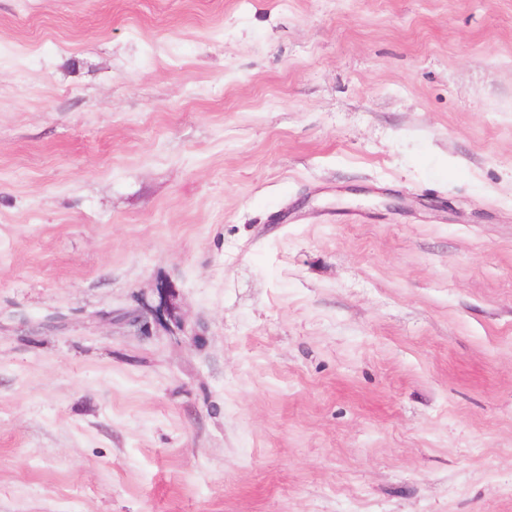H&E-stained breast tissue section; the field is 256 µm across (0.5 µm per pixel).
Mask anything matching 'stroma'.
<instances>
[{
    "mask_svg": "<svg viewBox=\"0 0 512 512\" xmlns=\"http://www.w3.org/2000/svg\"><path fill=\"white\" fill-rule=\"evenodd\" d=\"M0 512H512V0H0ZM158 301L156 304L144 303L139 310H136L137 320L134 324H141L144 320V313L151 315L153 323L165 329L169 322H173V315L178 314L174 298L168 293H164L162 287L157 286Z\"/></svg>",
    "mask_w": 512,
    "mask_h": 512,
    "instance_id": "35a3bbf8",
    "label": "stroma"
}]
</instances>
